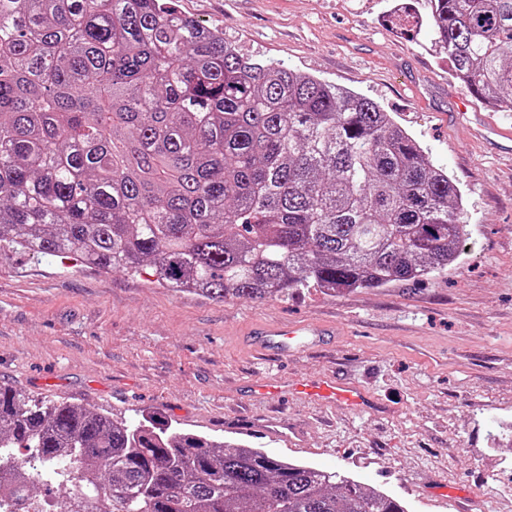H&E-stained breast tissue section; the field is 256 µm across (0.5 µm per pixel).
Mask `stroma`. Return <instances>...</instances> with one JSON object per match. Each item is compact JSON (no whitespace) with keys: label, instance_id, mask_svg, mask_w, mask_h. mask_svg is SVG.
Listing matches in <instances>:
<instances>
[{"label":"stroma","instance_id":"1","mask_svg":"<svg viewBox=\"0 0 512 512\" xmlns=\"http://www.w3.org/2000/svg\"><path fill=\"white\" fill-rule=\"evenodd\" d=\"M246 55L280 60L378 101L445 168L467 238L447 273L336 296L217 302L99 274L56 257L0 259V382L135 423L240 441L349 474L407 512H512V112L470 99L429 37L386 24L388 0H178ZM334 324L325 345L285 360L248 343L256 322ZM366 385L377 410L350 414L282 398L253 404L250 381L326 374Z\"/></svg>","mask_w":512,"mask_h":512}]
</instances>
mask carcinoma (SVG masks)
<instances>
[{
    "mask_svg": "<svg viewBox=\"0 0 512 512\" xmlns=\"http://www.w3.org/2000/svg\"><path fill=\"white\" fill-rule=\"evenodd\" d=\"M512 112V0L390 18ZM462 195L377 101L259 62L175 0H0V254L150 268L211 300L336 295L448 271ZM0 501L53 512H407L386 492L260 448L115 422L0 384Z\"/></svg>",
    "mask_w": 512,
    "mask_h": 512,
    "instance_id": "cac0c4a2",
    "label": "carcinoma"
}]
</instances>
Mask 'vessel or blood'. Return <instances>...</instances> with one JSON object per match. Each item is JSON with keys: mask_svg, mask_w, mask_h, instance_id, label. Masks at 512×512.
Wrapping results in <instances>:
<instances>
[{"mask_svg": "<svg viewBox=\"0 0 512 512\" xmlns=\"http://www.w3.org/2000/svg\"><path fill=\"white\" fill-rule=\"evenodd\" d=\"M335 333L332 326L308 321L287 324L260 322L251 331L255 346L264 354L278 359L320 345L324 337ZM252 395L267 400L290 395L322 405H341L352 412L361 411L376 402L365 386L335 377L288 382L257 380L252 384Z\"/></svg>", "mask_w": 512, "mask_h": 512, "instance_id": "vessel-or-blood-1", "label": "vessel or blood"}]
</instances>
